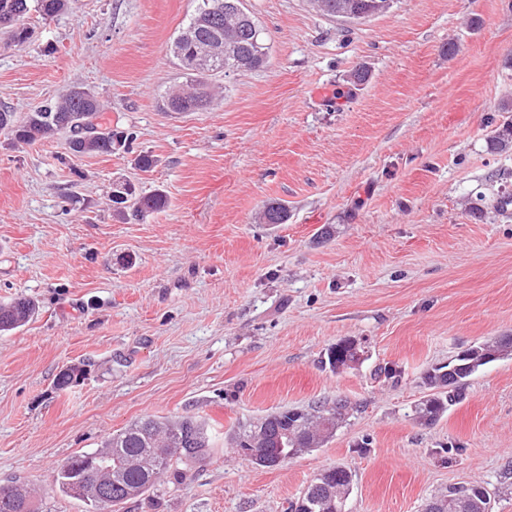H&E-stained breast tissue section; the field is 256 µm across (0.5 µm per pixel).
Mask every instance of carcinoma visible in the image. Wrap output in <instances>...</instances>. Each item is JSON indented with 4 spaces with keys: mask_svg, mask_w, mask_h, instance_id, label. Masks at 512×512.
<instances>
[{
    "mask_svg": "<svg viewBox=\"0 0 512 512\" xmlns=\"http://www.w3.org/2000/svg\"><path fill=\"white\" fill-rule=\"evenodd\" d=\"M384 0H315L317 10L327 17H373L382 15ZM69 0H0V20L13 19L11 31L16 41L30 38L25 19L31 11L53 17L67 10ZM196 14L204 15L201 23L190 19L173 42L172 51L178 65L189 76L186 87L172 91L164 105L173 112H197L209 107L214 93L206 78L217 73L211 67L193 69L190 62L201 44H219L232 47L235 57L256 69L266 62L267 46L262 37L255 36L254 16L243 0H201ZM104 104L90 89L78 83L70 84L53 102L37 107L23 116L7 109L0 110V133L19 144L33 145L53 137L60 131H69L67 150L73 155L112 154L115 146H130L132 136L102 122ZM493 149L512 148V124L496 130L490 139ZM113 218L123 222L130 216L144 218L163 210L168 199L157 190L139 194L128 184L124 195L111 196ZM266 224H284L288 210L280 203H269L262 213ZM36 303L20 297L0 304V333L12 332L25 326L36 314ZM512 354V336H499L489 342L474 345L448 364L433 369L426 382L433 393L423 397L414 406V416L424 424H432L448 412L449 407L465 398L468 378L480 367ZM356 362L355 342L342 340L332 347L328 363L335 369L351 367ZM348 404L340 399L323 401L306 408H285L264 417L263 433L269 436L270 454L292 458L298 452L317 448L336 433L347 415ZM252 422L242 423L230 435L229 442L240 454H245L255 436ZM214 443L206 423L190 417L141 418L121 432L104 440L92 452L70 457L59 467L55 476L58 489L90 507V512H101L96 497L87 494L84 485L94 479L110 489L109 508L119 507L140 498L165 476L183 478L178 465H197L213 454ZM352 472L343 467L328 470L330 490L307 502L304 509L295 502L289 512H336V504L349 493ZM482 487L472 485L455 488L436 498L451 502V512H478ZM30 487L20 481L0 485V512H36Z\"/></svg>",
    "mask_w": 512,
    "mask_h": 512,
    "instance_id": "1",
    "label": "carcinoma"
}]
</instances>
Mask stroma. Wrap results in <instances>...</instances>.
I'll return each instance as SVG.
<instances>
[{"mask_svg":"<svg viewBox=\"0 0 512 512\" xmlns=\"http://www.w3.org/2000/svg\"><path fill=\"white\" fill-rule=\"evenodd\" d=\"M263 67L213 76L199 112L162 100L186 77L171 44L197 0H70L0 30V108L29 112L71 82L94 91L129 150L73 155L0 133V303L39 312L0 334V484L39 512H86L59 466L132 421H206L210 459L119 512H287L317 475L354 476L348 512H423L460 485L512 512V356L474 373L431 425L424 376L512 336V208L495 209L512 150V0H394L361 23L309 0H244ZM456 52H449V45ZM367 81L352 85L358 66ZM151 153L148 171L131 163ZM163 190L143 221L112 216V184ZM276 201L284 224L258 217ZM365 349L333 371L328 349ZM82 367L58 389V374ZM352 411L335 436L273 468L227 443L272 411L328 398Z\"/></svg>","mask_w":512,"mask_h":512,"instance_id":"obj_1","label":"stroma"}]
</instances>
